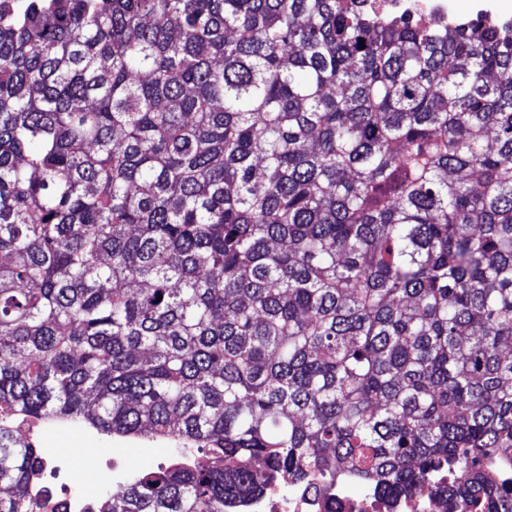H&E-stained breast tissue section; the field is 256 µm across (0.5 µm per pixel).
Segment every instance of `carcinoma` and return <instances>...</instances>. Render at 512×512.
I'll use <instances>...</instances> for the list:
<instances>
[{"label":"carcinoma","instance_id":"obj_1","mask_svg":"<svg viewBox=\"0 0 512 512\" xmlns=\"http://www.w3.org/2000/svg\"><path fill=\"white\" fill-rule=\"evenodd\" d=\"M512 23L0 0V512L18 419L195 448L93 512L348 473L512 499Z\"/></svg>","mask_w":512,"mask_h":512}]
</instances>
